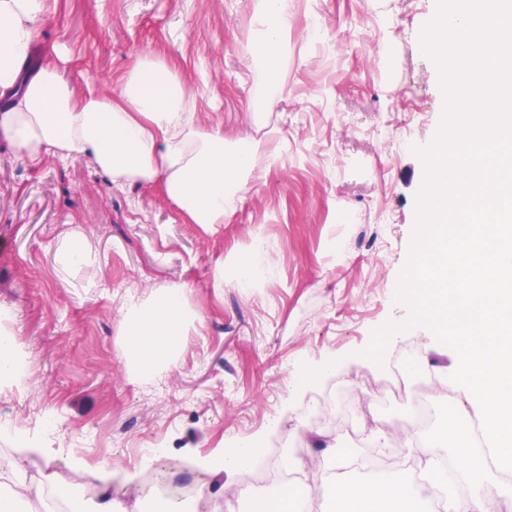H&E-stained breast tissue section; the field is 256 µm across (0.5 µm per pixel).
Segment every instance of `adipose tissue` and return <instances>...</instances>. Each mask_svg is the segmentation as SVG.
I'll list each match as a JSON object with an SVG mask.
<instances>
[{"instance_id":"obj_1","label":"adipose tissue","mask_w":512,"mask_h":512,"mask_svg":"<svg viewBox=\"0 0 512 512\" xmlns=\"http://www.w3.org/2000/svg\"><path fill=\"white\" fill-rule=\"evenodd\" d=\"M254 62L276 79L291 27L288 0H251ZM49 12V0H0V141L28 166H40L53 154L80 159L107 173L116 184H160L193 224H220L234 213L249 190L263 143L229 141L222 127L194 119L196 90L188 88L163 59L145 55L119 81V93L90 90L79 95L57 63L41 65L23 77L37 22ZM196 322L183 303L181 289L168 288L148 302L129 301L124 316L125 356L141 376L166 371L175 361L181 336ZM25 457L0 466L12 481L0 494V512L53 495L69 512H122L109 493L88 502L47 475L27 480Z\"/></svg>"}]
</instances>
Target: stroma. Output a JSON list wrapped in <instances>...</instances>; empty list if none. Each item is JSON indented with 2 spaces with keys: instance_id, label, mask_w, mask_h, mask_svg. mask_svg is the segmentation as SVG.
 Returning <instances> with one entry per match:
<instances>
[{
  "instance_id": "35a3bbf8",
  "label": "stroma",
  "mask_w": 512,
  "mask_h": 512,
  "mask_svg": "<svg viewBox=\"0 0 512 512\" xmlns=\"http://www.w3.org/2000/svg\"><path fill=\"white\" fill-rule=\"evenodd\" d=\"M434 5L288 0V56L270 89L246 51L250 0H52L36 45L44 61L68 51L77 92L115 93L139 56L160 57L204 88L201 124L263 141L273 155L234 215L191 224L160 185L119 188L83 161L29 168L0 144V332L28 366L22 380L0 382V457L38 449L44 472L80 497L83 477L111 463L109 492L127 512H153L154 472L195 488L178 512H264L242 475L206 465L255 438L315 490L297 512H326L324 485L362 474L370 451L389 458L384 474L421 476L414 398L437 383L438 402H463L450 379L458 356L426 327L397 333L389 350L407 346L417 360L396 398L386 366L364 352L375 330L410 314L395 296L425 180L417 151L445 108L421 43ZM312 21L329 35L354 24L358 35L316 48ZM258 236L269 243L256 258L261 289L215 286L225 258ZM74 241L85 261H66ZM179 286L203 326L182 337L171 371L139 378L124 355V304ZM327 357L334 372L294 389V374ZM156 438L165 461L130 462ZM331 446L346 453L337 470L323 464Z\"/></svg>"
}]
</instances>
